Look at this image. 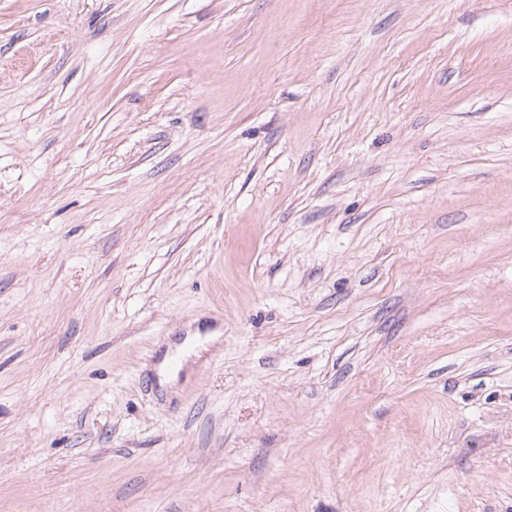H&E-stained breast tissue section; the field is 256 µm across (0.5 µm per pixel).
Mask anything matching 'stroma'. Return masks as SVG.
<instances>
[{"label":"stroma","instance_id":"35a3bbf8","mask_svg":"<svg viewBox=\"0 0 512 512\" xmlns=\"http://www.w3.org/2000/svg\"><path fill=\"white\" fill-rule=\"evenodd\" d=\"M0 512H512V0H0Z\"/></svg>","mask_w":512,"mask_h":512}]
</instances>
